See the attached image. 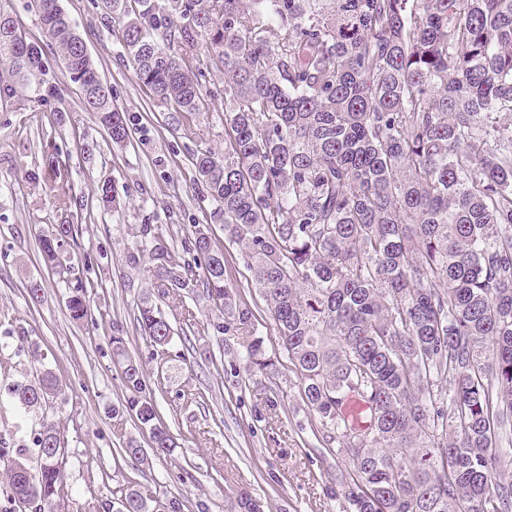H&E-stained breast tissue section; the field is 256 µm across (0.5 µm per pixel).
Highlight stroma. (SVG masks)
Here are the masks:
<instances>
[{
	"mask_svg": "<svg viewBox=\"0 0 512 512\" xmlns=\"http://www.w3.org/2000/svg\"><path fill=\"white\" fill-rule=\"evenodd\" d=\"M109 86L115 105L129 117L131 136L112 143L65 71L58 50L47 47L45 63L55 92L40 99L18 94L0 100V341L24 336L39 354L5 351L0 363V432L9 445L26 448L36 464L32 440L43 422L59 425L67 464L58 512H99L113 487L135 482L157 499L183 497L185 512H240L241 492L261 498L265 512H351L342 495L348 457L329 450L315 434L299 397V380L281 358L280 339L255 290L239 247L224 228L212 226L226 256V277L252 309L255 329L267 354H279L278 377L269 381L251 371L239 331L217 328L219 312L203 289L159 297L153 264L135 256L131 229L152 225L170 235L206 223L212 201L193 180L190 158L211 148L224 150V77L201 68L199 82L208 109L172 131L168 108L150 99L124 48L118 22L107 18L102 0H60ZM84 140L75 145L72 130ZM64 162L74 196L96 199L110 181L116 208L95 212L64 257L90 256L85 295L93 321L71 316V288L46 268L39 237L52 225L73 223L76 209L59 208L51 161ZM43 281L39 302L28 300L25 284ZM160 302L174 330L165 349L151 347L136 321L144 301ZM203 326L188 331L185 312ZM121 336L125 355L112 353ZM132 359L148 380L146 395L173 435L166 458L134 466L117 461L126 441L150 449L148 432L123 416L115 432L112 411L124 399L123 367ZM55 377L65 400L42 413L14 402L8 390L30 381L36 371Z\"/></svg>",
	"mask_w": 512,
	"mask_h": 512,
	"instance_id": "obj_1",
	"label": "stroma"
}]
</instances>
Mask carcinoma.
Listing matches in <instances>:
<instances>
[{
	"label": "carcinoma",
	"instance_id": "carcinoma-1",
	"mask_svg": "<svg viewBox=\"0 0 512 512\" xmlns=\"http://www.w3.org/2000/svg\"><path fill=\"white\" fill-rule=\"evenodd\" d=\"M46 42L62 52L86 109L112 142L130 138L125 113L59 0H33ZM123 20L136 74L171 128L206 111L196 74L170 53L200 46L224 73V155H192L215 203L210 220L242 247L282 355L299 379L315 428L361 453L349 457L344 497L353 512H512L499 451L512 426V0H105ZM0 10V98L49 83L43 42ZM77 224L40 239L55 267ZM160 298L202 286L224 329L254 314L235 299L224 249L209 224L183 243L195 266L171 261L165 237L134 228ZM70 310L92 317L73 295ZM137 322L155 348L172 326L144 302ZM250 365L270 375L259 337ZM123 407L148 429L155 456L174 442L132 360ZM17 402L41 409L61 396L53 375L18 384ZM357 397L362 423L346 413ZM59 427L45 423L32 469L0 441L8 498L24 512H55L64 467ZM403 448L400 455L390 452ZM102 512H184L133 486Z\"/></svg>",
	"mask_w": 512,
	"mask_h": 512
}]
</instances>
